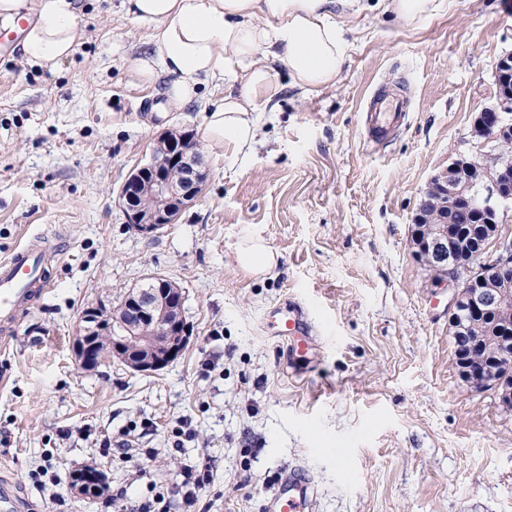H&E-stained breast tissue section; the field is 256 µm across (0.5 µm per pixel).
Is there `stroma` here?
Wrapping results in <instances>:
<instances>
[{
	"mask_svg": "<svg viewBox=\"0 0 512 512\" xmlns=\"http://www.w3.org/2000/svg\"><path fill=\"white\" fill-rule=\"evenodd\" d=\"M343 23L335 85L304 92L277 69L284 89L259 107L246 166L203 149L201 196L151 235L118 192L160 133L199 131L206 101L173 107L169 76L135 78L149 27L120 0H87L78 50L54 69L0 51V259L30 239L59 255L48 297L0 349V475L34 512H130L159 492L170 512H265L296 465L315 512H512V410L459 377L446 300L409 243L431 175L473 150L512 52V0H445L418 26L362 0ZM392 90L405 115L374 150L361 114ZM248 232L277 254L270 275L240 269ZM153 272L185 292L182 356L148 375L78 368L82 310L116 306ZM291 299L313 325L293 366L264 321ZM84 466L107 494H76ZM189 466L212 473L191 508Z\"/></svg>",
	"mask_w": 512,
	"mask_h": 512,
	"instance_id": "35a3bbf8",
	"label": "stroma"
}]
</instances>
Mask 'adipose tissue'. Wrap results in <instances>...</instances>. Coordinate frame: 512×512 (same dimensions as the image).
Instances as JSON below:
<instances>
[{"mask_svg":"<svg viewBox=\"0 0 512 512\" xmlns=\"http://www.w3.org/2000/svg\"><path fill=\"white\" fill-rule=\"evenodd\" d=\"M358 2L121 0V10L151 29L132 71L145 84L170 76V103L185 105L199 87L227 79L223 95L208 102L202 137L243 163L255 142L258 103H271L282 90L276 68H285L292 86L303 91L335 85L345 62L337 12ZM84 10V0H0V27L27 20L17 43L20 55L51 68L75 53Z\"/></svg>","mask_w":512,"mask_h":512,"instance_id":"ef3b65f1","label":"adipose tissue"}]
</instances>
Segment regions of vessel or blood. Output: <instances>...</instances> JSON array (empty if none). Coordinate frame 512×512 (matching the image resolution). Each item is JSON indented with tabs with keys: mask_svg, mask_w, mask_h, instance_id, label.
Wrapping results in <instances>:
<instances>
[{
	"mask_svg": "<svg viewBox=\"0 0 512 512\" xmlns=\"http://www.w3.org/2000/svg\"><path fill=\"white\" fill-rule=\"evenodd\" d=\"M403 113V102L395 97L374 96L365 114L372 139L383 138ZM53 252L29 244L18 247L7 260L0 261V344L9 345L10 330L19 309L44 298L52 286L45 264ZM268 325L289 339L291 359H298L311 344L312 328L301 308L290 304L266 315ZM315 488L310 474L293 466L280 477L269 498L266 512H313ZM24 499L18 486L0 477V512H24Z\"/></svg>",
	"mask_w": 512,
	"mask_h": 512,
	"instance_id": "obj_1",
	"label": "vessel or blood"
}]
</instances>
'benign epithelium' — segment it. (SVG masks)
Listing matches in <instances>:
<instances>
[{
  "instance_id": "obj_1",
  "label": "benign epithelium",
  "mask_w": 512,
  "mask_h": 512,
  "mask_svg": "<svg viewBox=\"0 0 512 512\" xmlns=\"http://www.w3.org/2000/svg\"><path fill=\"white\" fill-rule=\"evenodd\" d=\"M494 85L492 102L474 121L475 154L449 158L427 182L412 216L410 244L425 266L437 269V284L448 288V329L458 340L473 335L476 320L499 311L494 284L512 281V238L500 230L512 207V161L497 153L512 143V53L499 59ZM206 178L191 134L163 132L119 191L127 223L144 235L177 223L202 193ZM459 205L475 212L477 226L495 228L466 259L454 248L453 215ZM184 300L177 283L156 274L129 289L113 314L85 308L72 341L76 363L90 371L117 359L141 374L168 367L181 355L189 334ZM104 335L110 337L106 349L98 341ZM469 383L477 390L491 388L503 405L512 401V380L506 377L473 375Z\"/></svg>"
}]
</instances>
